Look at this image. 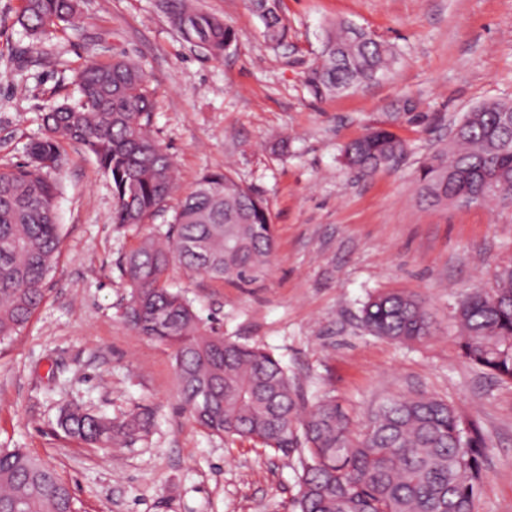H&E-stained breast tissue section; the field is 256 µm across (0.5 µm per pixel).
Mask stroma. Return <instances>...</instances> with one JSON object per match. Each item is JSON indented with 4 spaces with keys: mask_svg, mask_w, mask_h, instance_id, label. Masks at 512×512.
Masks as SVG:
<instances>
[{
    "mask_svg": "<svg viewBox=\"0 0 512 512\" xmlns=\"http://www.w3.org/2000/svg\"><path fill=\"white\" fill-rule=\"evenodd\" d=\"M160 0H83L79 31L33 40L0 0V167L26 162L38 120L77 99L76 71L127 56L155 92L154 126L181 193L230 171L266 199L276 245L250 288L172 262L171 288L225 337L271 351L307 399L329 395L365 424L391 397L434 396L476 421L486 478L475 512H512V383L460 354L453 309L493 288L512 262V205H433L421 196L427 157L474 106L512 100V0H282L288 42L271 49L247 0H197L237 32L216 58L186 42ZM346 20L396 52L391 69L357 90L317 98L304 74L332 23ZM401 137L398 163L360 177L343 144L367 128ZM62 253L40 309L0 345V448H22L70 485L81 512H293L297 456L211 436L179 398L170 350L123 319L126 256L172 217L112 221V183L93 156L67 146L58 176ZM425 298L435 335L400 344L368 333V295ZM73 404L113 419L153 413L150 432L122 448H93L58 425Z\"/></svg>",
    "mask_w": 512,
    "mask_h": 512,
    "instance_id": "35a3bbf8",
    "label": "stroma"
}]
</instances>
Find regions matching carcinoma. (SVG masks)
Masks as SVG:
<instances>
[{
  "label": "carcinoma",
  "mask_w": 512,
  "mask_h": 512,
  "mask_svg": "<svg viewBox=\"0 0 512 512\" xmlns=\"http://www.w3.org/2000/svg\"><path fill=\"white\" fill-rule=\"evenodd\" d=\"M184 39L214 57L236 31L198 10L193 0H162ZM271 48L288 42L280 0H249ZM80 0H22L17 23L32 39L77 29ZM395 52L349 22L324 41L304 84L323 98L375 80ZM80 99L40 115L43 136L26 149L24 165L0 168V344L11 341L42 305L44 282L61 253L52 174L65 146L80 145L112 181V223L144 224L175 188L173 160L154 134V92L129 59L92 60L76 74ZM406 143L369 128L342 149L348 169L368 176L395 162ZM424 191L434 203L464 191L482 203L512 202V103L488 101L466 113L448 149L429 157ZM275 247L267 203L230 173L203 175L174 211L167 229L145 238L125 259L130 288L124 319L140 335L171 349L183 407L210 434L257 442L300 460L295 512H474L486 477L478 426L435 397L402 396L370 412L357 429L332 397L305 402L273 354L227 340L189 300L166 285L172 261L240 286L258 283ZM496 288L473 289L456 307L459 348L472 365L512 382V264L495 274ZM373 335L422 340L433 323L425 301L402 291L371 296L361 310ZM71 438L98 448L127 446L152 426L135 412L122 421L67 408L59 420ZM0 512H79L57 471L22 448H0Z\"/></svg>",
  "instance_id": "1"
}]
</instances>
